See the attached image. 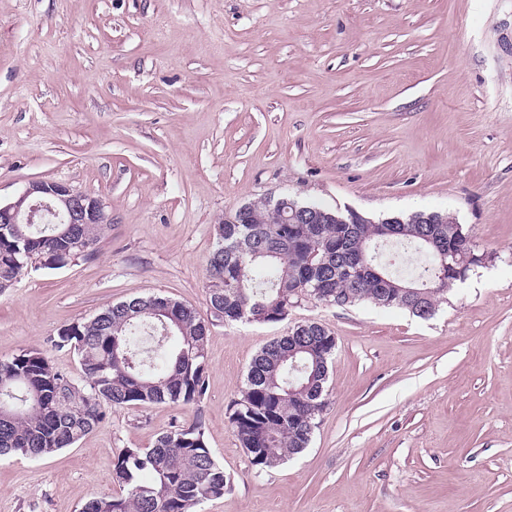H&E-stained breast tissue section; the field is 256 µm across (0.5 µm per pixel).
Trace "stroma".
<instances>
[{"label":"stroma","instance_id":"35a3bbf8","mask_svg":"<svg viewBox=\"0 0 512 512\" xmlns=\"http://www.w3.org/2000/svg\"><path fill=\"white\" fill-rule=\"evenodd\" d=\"M99 198L94 254L0 292V359L158 293L209 324L206 392L109 411L77 445L0 459V512H81L113 461L201 424L223 498L197 512H512V0H0V201ZM290 194L373 218L450 213L489 260L426 319L304 298L280 323L208 307L215 226ZM336 338L308 448L252 466L229 416L289 328Z\"/></svg>","mask_w":512,"mask_h":512}]
</instances>
